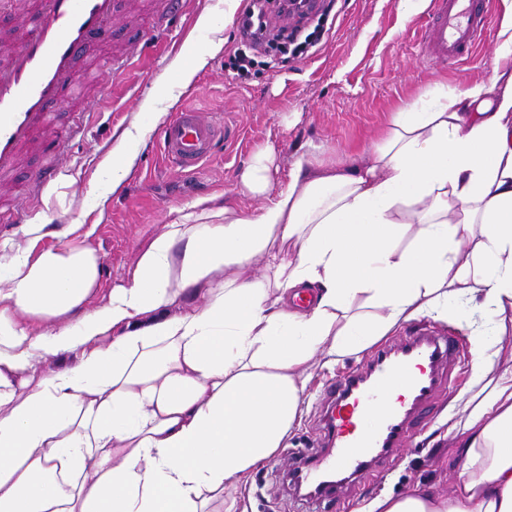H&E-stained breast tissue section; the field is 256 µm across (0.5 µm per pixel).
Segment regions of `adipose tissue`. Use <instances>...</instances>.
Wrapping results in <instances>:
<instances>
[{
    "label": "adipose tissue",
    "instance_id": "adipose-tissue-1",
    "mask_svg": "<svg viewBox=\"0 0 512 512\" xmlns=\"http://www.w3.org/2000/svg\"><path fill=\"white\" fill-rule=\"evenodd\" d=\"M498 53L490 83L394 112L369 162L301 153L276 189L271 150L254 152L241 182L260 210L197 203L92 313L79 309L101 275L93 250L0 259V512H235L225 490L284 447L316 361L457 314L463 296L490 306L496 331L473 340L451 488L385 492L356 512H512V370H494L512 325V19ZM160 118L145 102L86 210L121 189ZM202 285L203 305L182 308ZM300 288L308 307L288 303ZM49 358L64 364L38 371Z\"/></svg>",
    "mask_w": 512,
    "mask_h": 512
}]
</instances>
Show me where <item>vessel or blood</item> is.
<instances>
[{
  "mask_svg": "<svg viewBox=\"0 0 512 512\" xmlns=\"http://www.w3.org/2000/svg\"><path fill=\"white\" fill-rule=\"evenodd\" d=\"M132 20L119 13L116 0H36L17 17L13 46L0 57V178H11L25 153L41 143L53 149L56 161L35 174L25 199L13 204V223H25L41 207L68 142L84 133L80 127L59 132L54 107L62 90L75 98L82 94L75 84L80 54L96 37ZM493 23L485 0H432L419 55L432 65L454 67L469 58ZM143 48L138 38L119 48L97 78L98 97L111 96L114 72L140 58ZM223 143V124L192 109L176 113L159 136L166 159L181 174L194 172ZM461 363L459 336L420 323L332 379L317 403L315 441L291 458L294 474L314 489L315 501H341L352 485L385 472L397 453L412 447L422 416L457 381Z\"/></svg>",
  "mask_w": 512,
  "mask_h": 512,
  "instance_id": "b4317fda",
  "label": "vessel or blood"
}]
</instances>
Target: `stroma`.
Segmentation results:
<instances>
[{"label":"stroma","mask_w":512,"mask_h":512,"mask_svg":"<svg viewBox=\"0 0 512 512\" xmlns=\"http://www.w3.org/2000/svg\"><path fill=\"white\" fill-rule=\"evenodd\" d=\"M144 2L136 29L112 30L88 49L89 62L81 68L85 85L95 81L94 59L116 52L132 35L152 38L149 12L159 7L160 0ZM397 3L335 0L331 25L307 54L276 62L259 55L245 74L236 65L239 33L236 26H229L222 33L220 50L211 53L194 83L183 89L178 84L181 51L199 39L197 24L202 15L224 10V0H189L185 8L168 15L163 47L149 48L145 62L131 64L116 75L111 97L64 99L62 111L75 124L86 125L87 131L70 142V162L44 190L43 206L31 224L48 225L49 233L38 240V247L72 240L99 256V283L84 312H93L107 301L113 287L126 284L151 238L164 231L166 224L193 212L196 202L204 200L212 207L230 204L246 211L261 207L263 198L246 192L239 183L241 169L256 150L273 147L277 186L286 185L291 162L307 150L325 165L360 164L371 157L393 112L421 93L442 86L462 89L494 79L497 33H490L467 62L438 70L417 55L429 19V0L409 14L399 11ZM160 92L173 98L166 115L195 108L227 122L233 133L222 153L205 160L196 174L181 177L165 168L157 135L149 133L122 191L111 196L102 210L85 212L84 198L100 165L118 148L122 133L136 120L142 105ZM87 225L92 228L88 234L83 231ZM459 307L464 322L436 318L433 326L443 333L456 331L466 346L472 337L492 332L487 306L463 298ZM473 367V358H466L461 383L440 395L420 426L416 447L393 462L378 482L356 485L355 503L419 482L447 490L448 471L437 462L448 455V416L457 411ZM331 375V370L313 368L302 417L286 450L308 447L314 440L317 394ZM285 452H277L245 484L225 492V499L235 500L236 512H332L326 504L307 503L284 487Z\"/></svg>","instance_id":"stroma-1"}]
</instances>
